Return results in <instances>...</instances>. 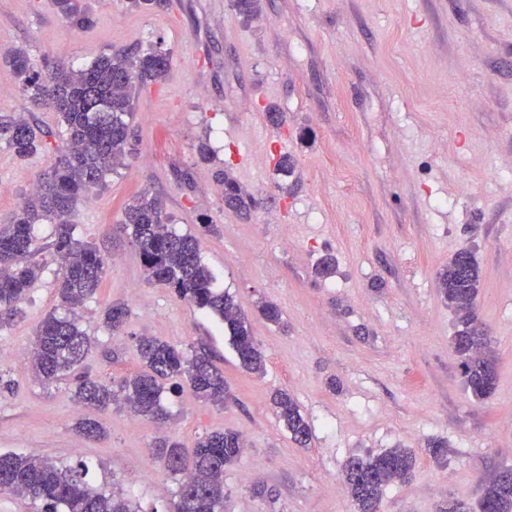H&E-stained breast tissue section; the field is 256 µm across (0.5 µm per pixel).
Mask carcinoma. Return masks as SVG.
Returning a JSON list of instances; mask_svg holds the SVG:
<instances>
[{
    "label": "carcinoma",
    "mask_w": 512,
    "mask_h": 512,
    "mask_svg": "<svg viewBox=\"0 0 512 512\" xmlns=\"http://www.w3.org/2000/svg\"><path fill=\"white\" fill-rule=\"evenodd\" d=\"M54 4L70 27L84 30L91 26L92 18L81 0H54ZM232 7L250 20L259 14L260 0H232ZM7 63L34 104L48 100L59 113L66 150L10 222L0 224V327L18 317L19 304L38 278L39 266L30 262L38 251L35 225L53 220L61 303L41 322L30 359L34 378L49 384L72 377L74 399L82 407L102 411L120 403L131 413L161 424L170 419L163 403L167 381L184 380L204 401L220 406L228 403L230 388L206 351L189 355L154 336L137 340V354L146 371L116 386L92 378L82 368L94 337L81 328L75 309L97 292L106 259L76 238L71 216L78 202L133 150L129 122L137 91L166 76L170 56L157 49L114 51L99 55L83 69L57 64L43 72L25 51L17 50ZM47 136L23 117L0 115V139L21 160L38 153ZM224 207L247 217L256 201L226 175ZM122 224L131 230L146 281L162 284L181 300L217 316L241 367L264 374V356L251 321L232 296L212 288V275L201 261L197 238L175 233L159 199L146 194L126 206ZM335 273L336 263L330 255L315 264L314 274L319 278ZM480 277L479 261L470 249L455 253L436 275L439 294L455 314L451 342L460 359L465 389L479 402L489 399L497 385L496 358L477 312ZM128 315L126 304H108L102 309L101 322L118 333ZM271 404L283 430L297 445L306 447L312 431L295 399L278 390ZM75 429L87 438L104 434L99 422L91 418L79 419ZM244 450L243 438L233 430L205 434L190 456L176 441L157 443L152 456L163 463L177 485L169 512H224V472L239 461ZM414 464L415 457L406 448L351 457L345 465L344 483L355 512H377L386 487L408 480ZM506 472L501 468L482 481L478 512H512V475ZM89 475L90 466L82 461L66 465L35 454L0 453V492L29 500L37 512H140L123 490L93 487Z\"/></svg>",
    "instance_id": "carcinoma-1"
}]
</instances>
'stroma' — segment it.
Instances as JSON below:
<instances>
[{"label":"stroma","mask_w":512,"mask_h":512,"mask_svg":"<svg viewBox=\"0 0 512 512\" xmlns=\"http://www.w3.org/2000/svg\"><path fill=\"white\" fill-rule=\"evenodd\" d=\"M86 3L93 24L75 31L52 0H0V114L47 133L26 161L0 141V224L65 148L58 113L31 103L5 57L22 48L35 65L81 68L103 52H169L165 79L134 101L133 153L73 216L77 238L108 261L78 310L97 338L85 366L107 382L133 375L137 338L155 336L205 349L234 399L216 407L185 388L167 399L165 426L113 407L99 416L103 438L79 437L73 380L47 386L29 368L36 328L59 301L46 221L25 317L0 328V374L14 381L0 396V451L89 462L92 484L165 512L175 485L150 454L156 438L191 448L231 429L247 449L224 474V512H353L342 487L348 459L400 446L415 457L413 476L386 488L378 512L476 504L482 480L512 467V0H261L251 21L231 0ZM270 106L281 125L267 121ZM203 142L214 152L208 164L197 156ZM285 153L295 159L286 176L277 168ZM221 171L256 199L251 219L225 209ZM143 192L161 198L172 229L198 236L216 291L251 319L264 376L241 368L218 317L146 283L122 223ZM205 222L216 233L201 234ZM465 247L481 263L478 314L497 358L484 402L464 387L453 313L436 285ZM327 253L336 273L322 279L313 266ZM113 301L129 307L116 334L98 325ZM262 302L281 309L286 329L258 315ZM278 389L309 422V447L279 425ZM439 438L442 464L427 448ZM254 481L264 496L251 494Z\"/></svg>","instance_id":"obj_1"}]
</instances>
